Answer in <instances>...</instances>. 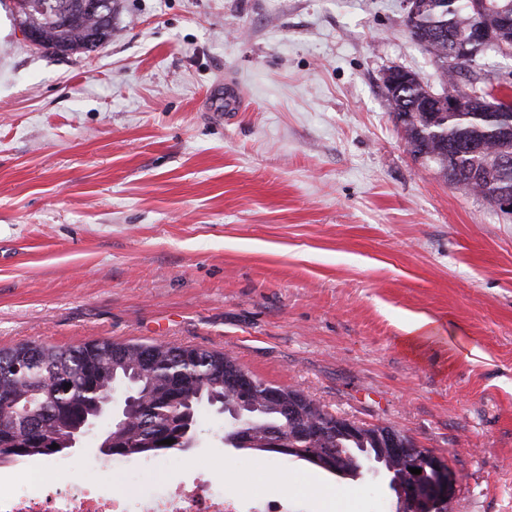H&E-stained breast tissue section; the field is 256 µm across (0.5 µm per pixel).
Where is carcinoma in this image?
I'll return each mask as SVG.
<instances>
[{"instance_id": "obj_1", "label": "carcinoma", "mask_w": 512, "mask_h": 512, "mask_svg": "<svg viewBox=\"0 0 512 512\" xmlns=\"http://www.w3.org/2000/svg\"><path fill=\"white\" fill-rule=\"evenodd\" d=\"M67 4L64 19H57L58 2ZM84 0H16L20 28L39 32L42 49L56 56L85 53L90 39L112 38L115 0H103V15L82 9ZM512 17V0H421L416 20L405 21L410 37L432 57L439 87L434 88L410 71L397 86L383 84L389 112L400 123L407 144L425 150L430 165L448 176L452 185L474 192L487 202L512 196V82L482 60L491 53L512 57V25L501 29L498 41L475 49L469 70H461L448 46L466 35L477 18L497 22ZM470 93L480 100L471 109L450 112L442 102ZM439 104L431 112L423 103ZM152 352L146 368L141 355ZM252 374L223 352L164 342L116 343L94 340L68 349L42 344H19L0 349V404L22 398L30 413H0V466L34 457L67 454L71 429L95 412L103 394L118 383L137 379L147 393L124 428L113 433L112 444L101 450L111 456H158L183 447L186 429L202 427L199 407L212 397L241 414L239 430L224 433L226 446L271 456L297 458L342 479L355 481L362 462L379 464L389 476L397 498L396 512H408L401 488L429 478L430 471L413 459L392 455L379 432L381 425L360 424L351 433L336 425V415L300 391L275 387L294 400L302 417L284 414L280 400L261 388L237 390L226 386V376ZM172 439L171 445L163 443ZM59 448L53 449L51 445ZM418 468L415 475L410 469Z\"/></svg>"}]
</instances>
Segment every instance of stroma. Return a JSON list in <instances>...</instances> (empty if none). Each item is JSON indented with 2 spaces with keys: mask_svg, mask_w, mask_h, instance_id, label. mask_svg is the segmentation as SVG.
<instances>
[{
  "mask_svg": "<svg viewBox=\"0 0 512 512\" xmlns=\"http://www.w3.org/2000/svg\"><path fill=\"white\" fill-rule=\"evenodd\" d=\"M94 55L22 37L0 0V349L161 341L232 355L331 413L384 424L460 475L448 512H512V215L408 154L381 74L436 84L403 0H118ZM238 100L224 109L227 90ZM436 320L472 347H409ZM24 461L65 490L208 474L306 490V512H394L349 481L225 447L207 413L160 461Z\"/></svg>",
  "mask_w": 512,
  "mask_h": 512,
  "instance_id": "stroma-1",
  "label": "stroma"
}]
</instances>
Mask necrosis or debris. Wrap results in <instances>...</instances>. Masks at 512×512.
<instances>
[{
    "mask_svg": "<svg viewBox=\"0 0 512 512\" xmlns=\"http://www.w3.org/2000/svg\"><path fill=\"white\" fill-rule=\"evenodd\" d=\"M43 482V474L35 471L22 483L0 490V512H300L297 493L228 497L202 477L189 485L160 481L150 490L126 496L112 495L101 483L90 482L49 497L42 491Z\"/></svg>",
    "mask_w": 512,
    "mask_h": 512,
    "instance_id": "necrosis-or-debris-1",
    "label": "necrosis or debris"
}]
</instances>
